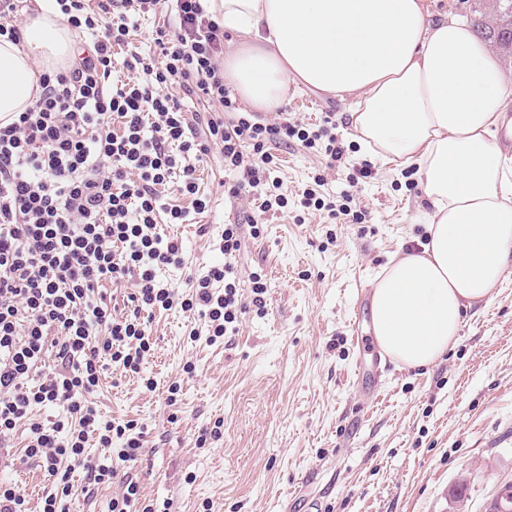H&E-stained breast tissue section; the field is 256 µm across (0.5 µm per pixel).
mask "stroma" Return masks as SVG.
<instances>
[{"instance_id": "obj_1", "label": "stroma", "mask_w": 512, "mask_h": 512, "mask_svg": "<svg viewBox=\"0 0 512 512\" xmlns=\"http://www.w3.org/2000/svg\"><path fill=\"white\" fill-rule=\"evenodd\" d=\"M339 99L311 89L289 94L290 118L319 123L333 113L337 133L355 158L366 153ZM288 210L264 218L259 236L245 219L248 198L224 194V161L197 165L201 193L211 199L186 223L165 224L183 245V263L159 281L188 291L215 265L234 268L242 291L252 272L266 275L263 312L247 307L234 335L210 343L204 317L178 309L146 314L153 350L141 374L108 367L93 400L103 421H136L143 453L127 471L140 502L173 512H304L317 496L323 512H485L512 483V269L487 305L466 312L454 345L435 364L413 369L387 361L377 396L352 376L357 351L348 321L358 289H370L400 251L425 238L427 206L415 167L374 166L355 191L360 224L303 213L299 201L316 189L332 200L351 169L328 168L322 154L298 142L272 146ZM323 177L315 186L314 177ZM242 222V247L219 248L225 224ZM196 370L185 374V363ZM155 389H146L144 379ZM178 383L175 404L167 389ZM221 436L199 444L203 430ZM24 433L0 445V479L17 484L38 512L51 479L20 460ZM467 476L464 503L449 490Z\"/></svg>"}]
</instances>
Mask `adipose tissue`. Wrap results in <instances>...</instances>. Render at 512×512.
<instances>
[{"mask_svg":"<svg viewBox=\"0 0 512 512\" xmlns=\"http://www.w3.org/2000/svg\"><path fill=\"white\" fill-rule=\"evenodd\" d=\"M231 35L224 79L259 112L305 87L354 93L356 137L381 165L417 167L430 205L418 251L374 282L380 349L424 368L455 343L512 264V166L495 137L512 94L489 45L429 0H203ZM77 41L34 0L20 43L0 42V121L25 111L42 73L69 69Z\"/></svg>","mask_w":512,"mask_h":512,"instance_id":"adipose-tissue-1","label":"adipose tissue"}]
</instances>
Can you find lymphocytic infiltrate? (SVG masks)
Wrapping results in <instances>:
<instances>
[{
  "label": "lymphocytic infiltrate",
  "instance_id": "obj_1",
  "mask_svg": "<svg viewBox=\"0 0 512 512\" xmlns=\"http://www.w3.org/2000/svg\"><path fill=\"white\" fill-rule=\"evenodd\" d=\"M61 22L88 36L91 54L66 71L43 74L41 92L12 122H0V440L26 429L25 458L54 479L41 512H70L75 470L94 485L117 484L112 512H128L140 486L115 465L93 460L89 436L113 448L117 462L136 461L143 438L134 421L102 423L88 398L106 363L140 374L152 342L142 312L199 311L210 342L235 331L244 308L229 267L211 268L191 293L165 287L157 269L180 266L183 250L158 224L186 223L209 204L200 195L196 161L218 149L232 197L253 196L261 213L287 208L271 180L268 143L324 141L328 162L345 151L331 128L308 130L281 118L257 122L224 84V30L200 0H51ZM166 12L175 27L155 29L148 49L129 48L127 77L112 78V51L127 46L142 16ZM212 104L229 123L211 119L199 138L184 102ZM192 200L191 208L177 197ZM134 280L129 313L114 316L103 283ZM58 369L34 385L47 349ZM63 406L54 421H30L37 406ZM121 448H114V441Z\"/></svg>",
  "mask_w": 512,
  "mask_h": 512
}]
</instances>
